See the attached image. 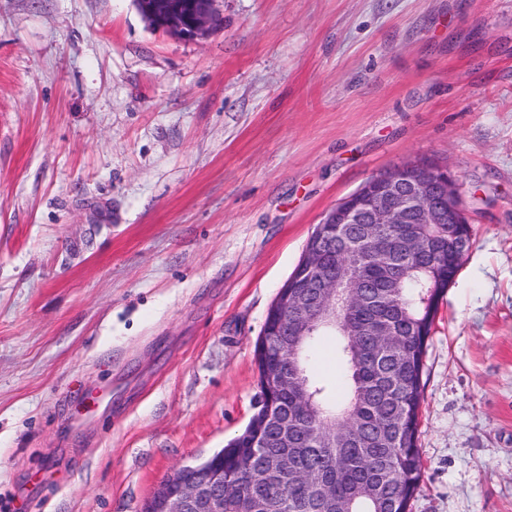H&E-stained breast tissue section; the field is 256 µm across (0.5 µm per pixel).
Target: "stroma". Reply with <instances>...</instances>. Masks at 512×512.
Segmentation results:
<instances>
[{
    "instance_id": "35a3bbf8",
    "label": "stroma",
    "mask_w": 512,
    "mask_h": 512,
    "mask_svg": "<svg viewBox=\"0 0 512 512\" xmlns=\"http://www.w3.org/2000/svg\"><path fill=\"white\" fill-rule=\"evenodd\" d=\"M0 0V512H141L240 434L324 214L427 160L471 246L409 512H512V0ZM152 17L156 26L169 29L175 34L196 38L205 35L219 19L215 10L218 0H154ZM140 14L150 25H153L151 15L142 10Z\"/></svg>"
}]
</instances>
